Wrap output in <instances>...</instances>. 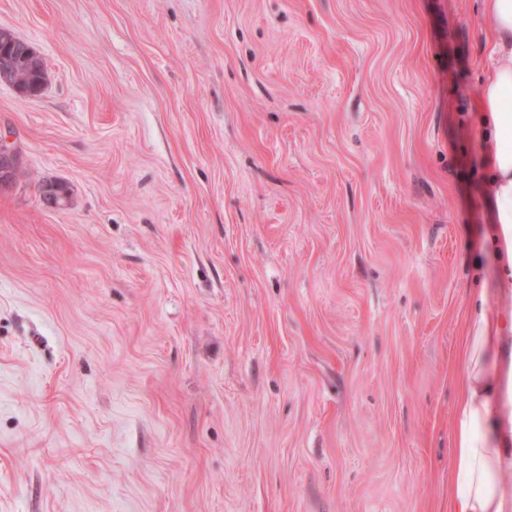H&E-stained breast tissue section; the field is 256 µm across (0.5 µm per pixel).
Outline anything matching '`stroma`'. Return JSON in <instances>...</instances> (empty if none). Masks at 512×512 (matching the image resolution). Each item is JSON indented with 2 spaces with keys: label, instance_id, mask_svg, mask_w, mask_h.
Here are the masks:
<instances>
[{
  "label": "stroma",
  "instance_id": "stroma-1",
  "mask_svg": "<svg viewBox=\"0 0 512 512\" xmlns=\"http://www.w3.org/2000/svg\"><path fill=\"white\" fill-rule=\"evenodd\" d=\"M0 27L47 71L0 82V512H448L465 321L502 286L480 0ZM20 162L19 152L7 143L4 139H0V186L13 179L18 170Z\"/></svg>",
  "mask_w": 512,
  "mask_h": 512
}]
</instances>
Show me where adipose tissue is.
<instances>
[{"mask_svg":"<svg viewBox=\"0 0 512 512\" xmlns=\"http://www.w3.org/2000/svg\"><path fill=\"white\" fill-rule=\"evenodd\" d=\"M493 33L491 62L482 82L476 135L491 147L483 163L497 225L494 243L501 275L512 279V0H483ZM512 336V311L475 301L463 338L461 381L455 405L448 512H512V430L501 404V344Z\"/></svg>","mask_w":512,"mask_h":512,"instance_id":"1","label":"adipose tissue"}]
</instances>
